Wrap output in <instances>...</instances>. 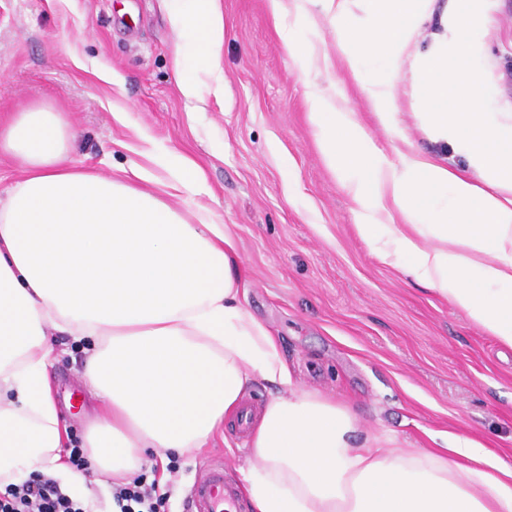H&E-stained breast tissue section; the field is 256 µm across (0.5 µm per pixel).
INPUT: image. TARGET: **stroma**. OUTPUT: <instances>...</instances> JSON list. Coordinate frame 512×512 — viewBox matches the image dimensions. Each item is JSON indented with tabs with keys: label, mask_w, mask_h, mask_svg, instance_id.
<instances>
[{
	"label": "stroma",
	"mask_w": 512,
	"mask_h": 512,
	"mask_svg": "<svg viewBox=\"0 0 512 512\" xmlns=\"http://www.w3.org/2000/svg\"><path fill=\"white\" fill-rule=\"evenodd\" d=\"M452 0H430L402 55L397 118L411 148L461 175L463 155L415 118V56L440 33ZM219 65L196 73L188 99L175 60L184 48L168 22L170 0H0V116L33 103L65 112L77 132L71 159L106 177L137 164L177 204L179 158L202 170L198 203L226 225L241 260L249 311L281 339L297 384L348 405L359 428L389 448L435 450L451 434L512 464V349L447 300L379 262L356 231L352 196L324 162L308 119L304 78L279 38L265 0H218ZM477 33L484 102L512 125V0H489ZM352 108L373 146L396 161L342 64L317 78ZM223 97H215L216 86ZM81 355L58 337L49 372L73 434L96 406ZM244 434L225 428L180 457L161 489L165 512H188L195 482L223 462L241 482Z\"/></svg>",
	"instance_id": "35a3bbf8"
}]
</instances>
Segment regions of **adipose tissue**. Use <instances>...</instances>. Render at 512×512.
<instances>
[{
  "label": "adipose tissue",
  "mask_w": 512,
  "mask_h": 512,
  "mask_svg": "<svg viewBox=\"0 0 512 512\" xmlns=\"http://www.w3.org/2000/svg\"><path fill=\"white\" fill-rule=\"evenodd\" d=\"M338 24L337 51L397 141L399 60L427 0H319ZM486 0H453L443 32L419 56L416 118L463 153L480 181L414 152L389 162L355 112L310 91L309 121L326 164L358 206V234L381 263L461 309L512 347V127L488 112L474 65ZM169 24L185 41L181 90L194 65L216 63L224 19L216 0H181ZM376 56L382 68L364 67ZM76 132L64 113L31 105L0 120V153L25 176L0 200V486L37 473L72 493L129 482L147 452L207 447L259 384L270 397L245 445L242 491L251 512H512V465L455 438L448 455L359 441L349 406L299 390L269 328L246 308L240 258L226 225L196 202L203 173L184 159L180 206L70 163ZM398 212L402 223H379ZM84 355L89 392L103 402L81 446L84 475L64 456L68 430L52 394V332ZM468 466H461V459Z\"/></svg>",
  "instance_id": "obj_1"
}]
</instances>
